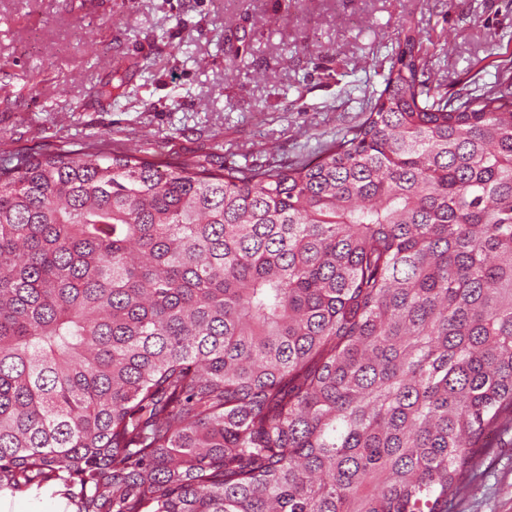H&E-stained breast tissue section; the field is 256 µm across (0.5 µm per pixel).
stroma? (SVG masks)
Listing matches in <instances>:
<instances>
[{
    "label": "stroma",
    "instance_id": "35a3bbf8",
    "mask_svg": "<svg viewBox=\"0 0 512 512\" xmlns=\"http://www.w3.org/2000/svg\"><path fill=\"white\" fill-rule=\"evenodd\" d=\"M408 29L448 93L512 70V0H0V162L309 154L379 96ZM449 509L512 512V431L490 435Z\"/></svg>",
    "mask_w": 512,
    "mask_h": 512
}]
</instances>
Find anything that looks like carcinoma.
Here are the masks:
<instances>
[{"label": "carcinoma", "instance_id": "cac0c4a2", "mask_svg": "<svg viewBox=\"0 0 512 512\" xmlns=\"http://www.w3.org/2000/svg\"><path fill=\"white\" fill-rule=\"evenodd\" d=\"M314 158L0 163V494L448 512L512 415V74L404 32Z\"/></svg>", "mask_w": 512, "mask_h": 512}]
</instances>
